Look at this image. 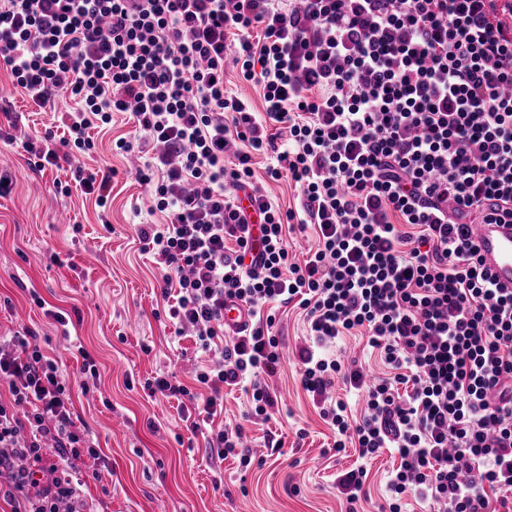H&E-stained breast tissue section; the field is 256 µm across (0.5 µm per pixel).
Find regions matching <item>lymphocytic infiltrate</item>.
I'll list each match as a JSON object with an SVG mask.
<instances>
[{"label":"lymphocytic infiltrate","mask_w":512,"mask_h":512,"mask_svg":"<svg viewBox=\"0 0 512 512\" xmlns=\"http://www.w3.org/2000/svg\"><path fill=\"white\" fill-rule=\"evenodd\" d=\"M258 86L261 109L226 92L224 57ZM0 65L38 106L67 92L65 153L38 152L37 170L67 163L72 185L106 203L112 174L79 158L89 129L132 113L136 136L115 146L153 155L139 169L167 223L138 235L177 292L169 321L192 332L212 367L209 391L184 411L191 430L213 418L225 389L251 419L275 406L268 377L281 358L274 309L306 314L303 388L320 403L334 448L360 465L337 472L348 504L364 499V461L399 464L385 505L411 497L430 512H512V289L496 287L472 242L471 213L512 222V26L495 0H0ZM288 179L298 205H274L254 177ZM252 208L244 210L242 199ZM315 226L306 259L287 233ZM246 310L226 328L224 305ZM362 330L393 377L328 353ZM366 393L359 419L329 401L336 381ZM0 502L10 512H85L75 479L85 448L57 366L15 337L0 355ZM245 428L231 422L209 456L249 468Z\"/></svg>","instance_id":"1"}]
</instances>
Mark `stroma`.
I'll list each match as a JSON object with an SVG mask.
<instances>
[{"mask_svg": "<svg viewBox=\"0 0 512 512\" xmlns=\"http://www.w3.org/2000/svg\"><path fill=\"white\" fill-rule=\"evenodd\" d=\"M8 106L38 144L45 132L62 135L74 102L62 96L41 108L14 91ZM134 129L130 113L116 112L111 124L90 131L95 147L86 167L115 172L103 210L80 190L57 191L55 180H68L69 171L34 169L21 143L0 138V174L13 180L0 196V336L32 332L65 376L73 419L105 457L84 468L89 512H347L334 478L357 464L358 454L332 450L334 436L301 385L297 351L307 328L299 310L277 313L284 348L269 385L279 409L250 431L263 466L243 474L236 460L205 452L212 428L241 421V391L225 393L223 414L195 434L178 400L154 401L144 390L146 380L173 375L206 397L191 374L211 359L194 337L175 335L154 256L137 236L138 225L161 224L165 216L152 211L146 189L112 146ZM61 215L66 223H58ZM54 308L72 318L69 329L51 317ZM81 346L93 356L96 376L81 375ZM268 435L282 448L265 447Z\"/></svg>", "mask_w": 512, "mask_h": 512, "instance_id": "stroma-1", "label": "stroma"}]
</instances>
